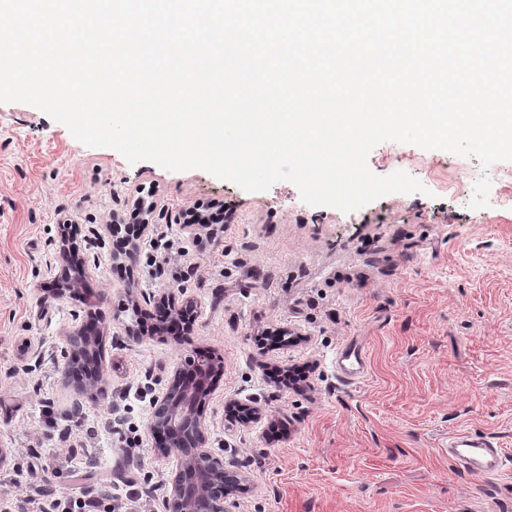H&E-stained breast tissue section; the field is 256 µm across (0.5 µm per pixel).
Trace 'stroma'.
<instances>
[{
    "instance_id": "35a3bbf8",
    "label": "stroma",
    "mask_w": 512,
    "mask_h": 512,
    "mask_svg": "<svg viewBox=\"0 0 512 512\" xmlns=\"http://www.w3.org/2000/svg\"><path fill=\"white\" fill-rule=\"evenodd\" d=\"M424 190L344 213L280 181L244 191L199 170L130 164L89 147L23 103H0V499L34 512L39 494L105 493L126 512H167L175 458L156 456L153 401L196 349L222 369L204 416L208 449L248 485L229 512H512V161L387 141L368 157ZM152 226L133 273L118 272L106 225L135 199ZM225 216L215 238L182 229L193 208ZM88 261L90 293L58 297L59 226ZM185 251L182 263L168 260ZM194 298L185 342L133 339L127 287ZM105 329L104 396L78 397L59 372L70 335ZM357 340L365 378L341 384L334 359ZM308 366L300 388L266 365ZM260 408L243 426L229 403ZM493 438L506 466L461 473L449 438ZM82 463L73 472L69 451ZM136 478L142 499L128 502Z\"/></svg>"
}]
</instances>
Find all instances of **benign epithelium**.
<instances>
[{"mask_svg": "<svg viewBox=\"0 0 512 512\" xmlns=\"http://www.w3.org/2000/svg\"><path fill=\"white\" fill-rule=\"evenodd\" d=\"M61 270L56 282L60 296L75 294L87 278L86 261L77 254L62 252L58 256ZM166 326L143 321L128 328V335L136 338L161 334ZM207 368L198 356L187 355L176 368L173 381L163 397L154 405L151 428L167 435V441L158 443L153 451L160 457L171 455L177 459L168 498L169 512H226V499L233 489H247L244 479L224 481V459L207 450L208 437L203 405L210 394L206 383ZM100 371L84 378L79 356L72 350L65 353L61 381L80 396L91 398L103 394L99 386Z\"/></svg>", "mask_w": 512, "mask_h": 512, "instance_id": "benign-epithelium-1", "label": "benign epithelium"}]
</instances>
